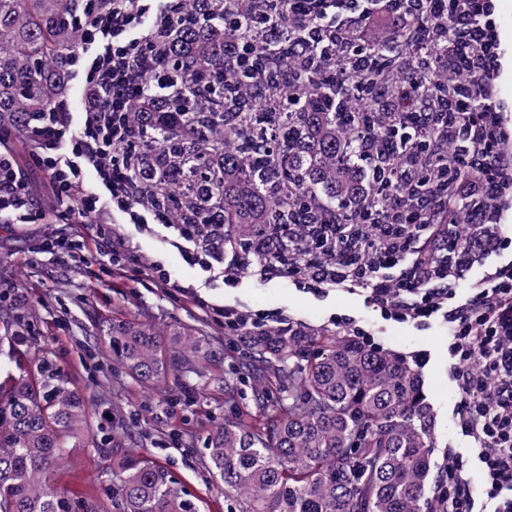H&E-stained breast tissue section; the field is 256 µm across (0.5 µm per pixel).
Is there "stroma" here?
Masks as SVG:
<instances>
[{
	"label": "stroma",
	"mask_w": 512,
	"mask_h": 512,
	"mask_svg": "<svg viewBox=\"0 0 512 512\" xmlns=\"http://www.w3.org/2000/svg\"><path fill=\"white\" fill-rule=\"evenodd\" d=\"M67 229L60 219L50 224H0V289L24 296L13 312L29 322L23 331L25 349L53 352L62 373L88 402L92 429L109 430L114 436L113 443L100 450L89 443L72 449L53 471L57 488L106 505L113 458L139 453L172 471L189 492L202 498L206 512H224V498L205 465L207 431L224 419L223 386L201 383L181 391L167 382L145 390L104 357L97 343L113 322L135 318L163 334L179 327L208 335L220 349L226 339L223 319L200 310L191 297L156 286L132 270L115 277L111 287L102 286L95 277L101 262L95 252L74 259L42 248L45 234ZM205 294L238 301L254 311L285 307L294 318L317 328L327 327L333 313L361 311L378 348L406 357L419 352L427 356L423 373L434 411V463H441L448 448L471 455L470 442L453 427L457 397L448 375V337L443 328L420 331L384 325L363 310L357 296L339 292L321 302L286 278L248 279L242 287L220 285Z\"/></svg>",
	"instance_id": "obj_1"
}]
</instances>
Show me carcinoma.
<instances>
[{
    "instance_id": "cac0c4a2",
    "label": "carcinoma",
    "mask_w": 512,
    "mask_h": 512,
    "mask_svg": "<svg viewBox=\"0 0 512 512\" xmlns=\"http://www.w3.org/2000/svg\"><path fill=\"white\" fill-rule=\"evenodd\" d=\"M186 0L205 15L204 34L191 39L187 61L203 73L236 65L224 51V14L247 27L254 0ZM289 14L274 22L269 38L296 48ZM87 18L76 0H0V146L20 163L40 155L32 117L54 108L68 82L64 62L80 45ZM385 70L396 71L400 31L366 36ZM338 53L324 54L310 85L339 72ZM208 96L207 117L183 113L191 132L176 172L167 177V212L178 224L198 203L195 187L209 174L211 194L222 202L224 232L250 251L254 263L303 258L307 225L299 222L270 240L273 225L254 224L242 205L267 211L279 199L262 191L258 169H274L293 197L303 193L304 176L290 155L261 149L246 162L244 128L225 125L223 82ZM397 111L428 110L409 82L396 86ZM127 126L138 149L151 153L172 135L169 126L144 120L134 104ZM348 114L326 113L322 134L333 136L345 156L356 152L370 126L347 124ZM303 113L279 114L276 134L287 143L303 135ZM453 223L466 245L465 207ZM113 359L141 386L172 380L224 384V422L207 434V468L219 478L228 512H430L433 495L431 433L433 414L421 368L380 348L365 346L348 333L299 324L290 331L260 326L244 338L232 337L218 353L194 333H174L175 351L151 325L139 320L112 324L103 337ZM254 415L252 422L245 417ZM87 421L83 396L48 354L33 355L19 373L0 379V512H100L83 498L62 494L47 473L80 444ZM114 512H203L202 500L184 489L164 467L143 455L112 460Z\"/></svg>"
}]
</instances>
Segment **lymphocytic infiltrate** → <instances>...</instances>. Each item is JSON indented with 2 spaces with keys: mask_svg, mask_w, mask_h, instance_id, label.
I'll return each mask as SVG.
<instances>
[{
  "mask_svg": "<svg viewBox=\"0 0 512 512\" xmlns=\"http://www.w3.org/2000/svg\"><path fill=\"white\" fill-rule=\"evenodd\" d=\"M496 10L497 0H448L444 8L431 0H318L294 13L302 46L287 59L267 37L285 11L283 0H254L244 38L227 47L237 62L249 64L250 80L266 88L259 117L266 134L289 102L300 105L314 123L326 107L344 106L350 88L367 111L383 113L387 127L397 129L402 118L391 108L387 73L374 55L353 51V44L390 28L403 31L409 45L448 49L438 64L399 55V71L423 91L433 89L432 71L441 68L458 106L421 113L417 123L423 133L400 157L388 139L362 135L357 156L348 163L349 203L360 208L358 222L337 227L335 236L323 234L329 190L319 184L304 211L292 206L285 216L287 223L309 224L315 255L341 246L353 251L345 263L329 266L314 257L303 267H291L288 277L296 287L320 297L336 283L364 295L384 319L417 327L437 319L451 336L459 393L455 427L479 448L481 479L473 481L467 462L446 453L435 472L437 512H512V263H488L512 251V102L498 93L499 78L512 71V47L497 35ZM414 16L420 19L415 28L408 24ZM199 23L184 0H108L68 58L69 77L82 92L80 108L71 110L62 100L37 118L42 147L36 164L53 184L56 208L64 215L79 207L87 222L72 241L81 250L93 246L108 274L135 264L155 284L180 285L163 260L145 259L141 239L163 221L161 186L183 138L175 136L141 158L140 176L131 178L132 134L122 124L108 126L103 107L126 111L148 86L165 91V111H179L184 99L196 104L186 91L197 87L202 75L181 66L175 54ZM339 47L346 59L336 85L318 94L306 78L326 52ZM281 85L288 86L291 98L278 95ZM474 101L481 102V111L471 109ZM460 146L468 151L461 179L439 160L442 149ZM396 166L401 169L397 197L383 207L371 203ZM458 199L470 222L464 248L452 233L430 237L449 203ZM45 217L11 152L0 147V224H38ZM195 221L194 215L184 216L172 247L186 265L204 272L201 287L217 280L238 283L250 267L249 253H235L220 224L198 243L191 231ZM477 266L481 278L469 281L467 296L458 297L459 281L469 280ZM209 308L238 335L264 324L284 330L295 324L282 310L252 312L219 302Z\"/></svg>",
  "mask_w": 512,
  "mask_h": 512,
  "instance_id": "lymphocytic-infiltrate-1",
  "label": "lymphocytic infiltrate"
}]
</instances>
